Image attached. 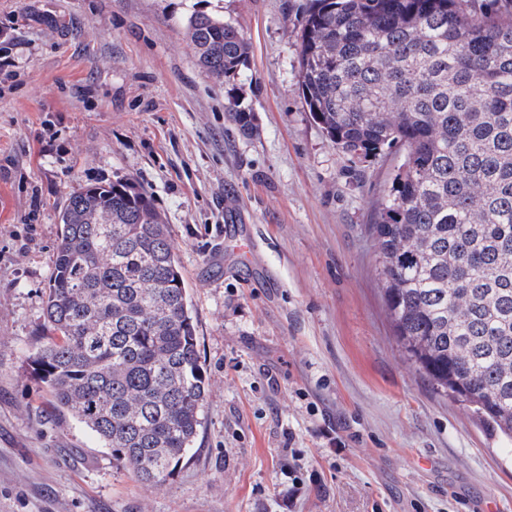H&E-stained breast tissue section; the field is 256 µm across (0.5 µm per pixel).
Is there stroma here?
<instances>
[{"mask_svg":"<svg viewBox=\"0 0 512 512\" xmlns=\"http://www.w3.org/2000/svg\"><path fill=\"white\" fill-rule=\"evenodd\" d=\"M306 3L0 0V512H512V455L397 344L368 227L403 156L344 154L312 120ZM196 12L251 45L229 82L196 63ZM231 94L255 134L228 120ZM118 179L170 227L210 382L159 493L59 415L27 362L65 196Z\"/></svg>","mask_w":512,"mask_h":512,"instance_id":"35a3bbf8","label":"stroma"}]
</instances>
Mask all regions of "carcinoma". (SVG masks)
I'll use <instances>...</instances> for the list:
<instances>
[{
  "mask_svg": "<svg viewBox=\"0 0 512 512\" xmlns=\"http://www.w3.org/2000/svg\"><path fill=\"white\" fill-rule=\"evenodd\" d=\"M217 82L247 66L234 24L189 18ZM299 85L342 152L403 153L369 231L405 360L512 441V0H307ZM243 133L254 115L230 95ZM43 338L28 365L136 481L160 491L194 448L208 380L168 225L128 180L59 210Z\"/></svg>",
  "mask_w": 512,
  "mask_h": 512,
  "instance_id": "cac0c4a2",
  "label": "carcinoma"
}]
</instances>
